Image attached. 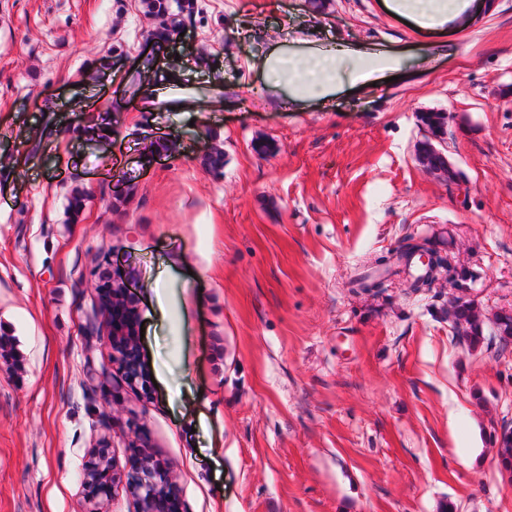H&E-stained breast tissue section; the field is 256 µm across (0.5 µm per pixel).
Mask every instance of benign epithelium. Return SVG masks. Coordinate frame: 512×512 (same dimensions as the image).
Returning a JSON list of instances; mask_svg holds the SVG:
<instances>
[{
	"label": "benign epithelium",
	"mask_w": 512,
	"mask_h": 512,
	"mask_svg": "<svg viewBox=\"0 0 512 512\" xmlns=\"http://www.w3.org/2000/svg\"><path fill=\"white\" fill-rule=\"evenodd\" d=\"M89 334L105 336L112 341L113 359L120 364L125 380L142 386L148 380L135 354L138 324L121 287L112 285L103 293L98 308L88 314ZM148 444L139 433L134 435L131 448L135 462L126 472V488L136 502V512H180L167 470L146 451ZM115 462L101 448L87 462L82 484L88 488L85 512H99L97 493L107 490L116 480Z\"/></svg>",
	"instance_id": "benign-epithelium-1"
}]
</instances>
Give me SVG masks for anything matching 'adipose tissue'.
I'll return each instance as SVG.
<instances>
[{"label":"adipose tissue","mask_w":512,"mask_h":512,"mask_svg":"<svg viewBox=\"0 0 512 512\" xmlns=\"http://www.w3.org/2000/svg\"><path fill=\"white\" fill-rule=\"evenodd\" d=\"M457 7V0H396L394 5L395 10L425 28L441 26ZM260 63L266 90L281 93L297 104L330 95L342 82L367 83L400 67L396 57L343 43L320 45L302 53L283 43L268 49Z\"/></svg>","instance_id":"ef3b65f1"}]
</instances>
